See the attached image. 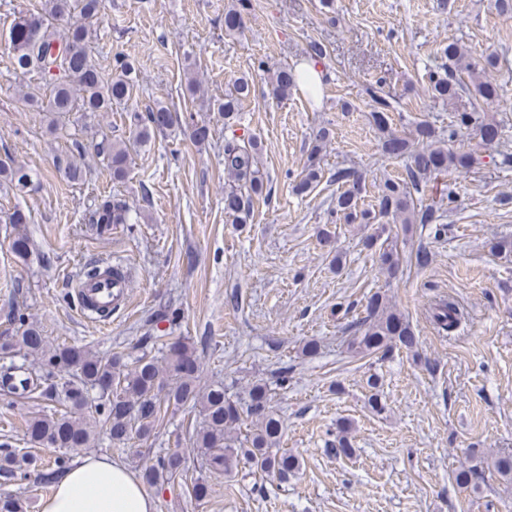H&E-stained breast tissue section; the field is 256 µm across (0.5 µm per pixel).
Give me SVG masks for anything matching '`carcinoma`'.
Segmentation results:
<instances>
[{"label":"carcinoma","mask_w":512,"mask_h":512,"mask_svg":"<svg viewBox=\"0 0 512 512\" xmlns=\"http://www.w3.org/2000/svg\"><path fill=\"white\" fill-rule=\"evenodd\" d=\"M248 0H237L224 11V31L234 35L242 29L241 9ZM105 10V0H41L40 8L19 13L9 29L8 59L14 70L25 74L35 72L39 84L24 92L29 107L36 112L53 114L52 125L71 112H110L112 106L128 102L132 97L134 67L122 56L114 57L112 70L101 67L91 46L96 26ZM68 19L66 27L58 22ZM448 59L444 73L429 75L432 96L449 102L466 91L489 101L498 97V87L486 71L477 72L468 61V51L455 41L443 48ZM470 74L472 85L456 77V72ZM302 81V74L289 66L277 68L270 77L273 95L278 99L288 94ZM251 87L239 78L232 89L218 101V111L230 119L238 112ZM178 114L163 103L141 112L130 111L134 140L147 141L154 132H161L178 123ZM371 120L381 134V150L389 158L408 157L407 177L387 179L377 187V209L360 208L361 177L354 170L342 169L336 181L350 188L336 195V213L345 221L360 218L366 222L392 217L402 224H436V210L414 200L422 192V184L434 175L450 170L467 171L481 164L472 151L454 149L436 136L427 122L417 125V136L409 139L392 129L390 104L382 97L374 98ZM190 140L203 144L212 135L206 122L188 123ZM482 142L492 144L502 138L497 122L478 125ZM329 132L320 130L312 141L305 174L294 190L309 191L320 177L317 160L325 147ZM97 156L110 171L112 180L125 178L129 148L124 141H114L104 135L97 146ZM224 217L233 224H245L250 217L253 197L264 190V178L259 169L257 144L248 133L232 135L224 141ZM64 175L72 182L82 178L83 154L69 156L64 162ZM30 174L21 166L0 162V188L15 195L27 192ZM88 223L102 232L112 224L131 223V207L119 197L107 195L90 212ZM444 225L436 224V233ZM390 276L400 266L421 269L431 262V253L424 248L403 256L397 245L388 243L380 255ZM431 317L438 331L450 334L459 327L463 313L449 297H441L431 308ZM354 336L348 351L362 356L389 355L396 348L414 349L418 340L409 323L393 309L385 295L372 294L366 305V315L352 324ZM161 359L145 355L126 361L120 353L100 354L90 349L52 344L42 330L26 325L12 336L0 337V358L21 357L31 360L26 376L7 386L10 393L21 388L22 394L53 397L64 406L60 413L40 415L28 422L27 437L35 445L71 451L90 448L100 435L112 446L124 448L138 438H150L161 420L164 406L186 407L197 413L199 421L191 434L190 447L196 450L199 467L229 475L245 462L282 481L299 470L296 456L279 450L283 424L272 406L267 383L253 384L245 398L233 397L217 379L200 385L201 368L194 346L181 337L165 344ZM251 421L243 441L233 437L237 428ZM34 460L14 450L0 452V477L11 480L27 470ZM187 458L180 451L168 453L140 466L139 477L148 487L168 483L186 467Z\"/></svg>","instance_id":"cac0c4a2"}]
</instances>
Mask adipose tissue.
Here are the masks:
<instances>
[{"mask_svg":"<svg viewBox=\"0 0 512 512\" xmlns=\"http://www.w3.org/2000/svg\"><path fill=\"white\" fill-rule=\"evenodd\" d=\"M41 512H155V500L124 464L90 455L57 483Z\"/></svg>","mask_w":512,"mask_h":512,"instance_id":"ef3b65f1","label":"adipose tissue"}]
</instances>
